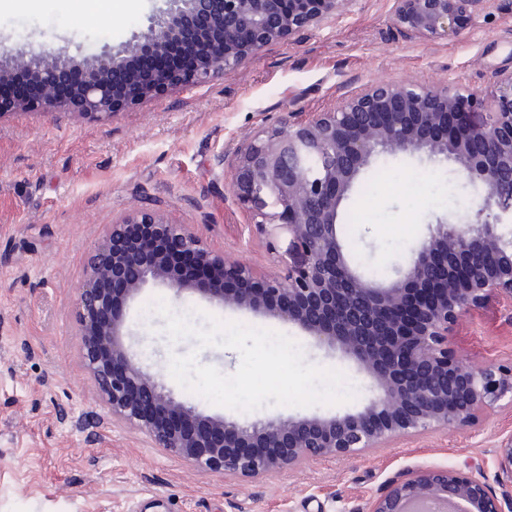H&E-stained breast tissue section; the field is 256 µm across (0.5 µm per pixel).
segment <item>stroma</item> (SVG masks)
Instances as JSON below:
<instances>
[{
    "instance_id": "obj_1",
    "label": "stroma",
    "mask_w": 512,
    "mask_h": 512,
    "mask_svg": "<svg viewBox=\"0 0 512 512\" xmlns=\"http://www.w3.org/2000/svg\"><path fill=\"white\" fill-rule=\"evenodd\" d=\"M162 0L89 16L83 0H11L0 7V48L44 43L97 53L130 38ZM392 0H355L350 11L269 45L207 85L174 87L105 119L75 112L0 116V512H367L390 480L451 466L494 474L492 451L512 439V406L473 428L428 430L344 459L326 458L255 478L201 472L112 424L80 361L77 299L88 254L107 224L136 206L163 209L210 249L256 274L279 270L232 190L242 142L261 128L336 108L374 82L448 81L487 94L512 71V8L487 5L475 25L433 39L392 20ZM385 175L371 204L352 187L338 207L364 267L404 265L428 225L476 219V190L457 164L379 155ZM357 221H350L351 211ZM198 328L206 315L282 333L307 362L343 372L361 406L371 382L349 361L312 345L278 318L223 307L199 293L151 284L124 308L127 341L173 396L208 415L247 425L298 415L289 406L240 412L174 381L172 356L230 375L235 349L170 341L157 301ZM450 345L477 366L512 362V321L501 298L465 312Z\"/></svg>"
}]
</instances>
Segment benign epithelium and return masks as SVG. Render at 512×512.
I'll return each instance as SVG.
<instances>
[{
    "label": "benign epithelium",
    "mask_w": 512,
    "mask_h": 512,
    "mask_svg": "<svg viewBox=\"0 0 512 512\" xmlns=\"http://www.w3.org/2000/svg\"><path fill=\"white\" fill-rule=\"evenodd\" d=\"M145 29L80 57L67 47L0 50V116L69 110L110 116L161 88L195 87L233 71L270 44L346 12L353 0H163ZM405 32L433 38L474 25L489 0H393ZM380 152L458 164L482 190L477 222L437 224L397 278L376 283L354 266L337 209ZM232 189L271 250L288 238L282 270L257 277L208 249L159 210L133 209L106 226L89 255L77 300L81 360L112 422L199 471L270 474L344 458L428 429H460L505 401L512 365L461 361L448 336L491 296L512 303V71L480 99L446 81L373 83L330 112L261 129L237 151ZM196 290L277 317L353 360L372 379L366 403L331 416H290L242 426L175 400L123 341L120 301L148 283ZM495 477L512 486V440L494 449ZM512 512L484 473L449 467L396 479L368 512Z\"/></svg>",
    "instance_id": "benign-epithelium-1"
}]
</instances>
